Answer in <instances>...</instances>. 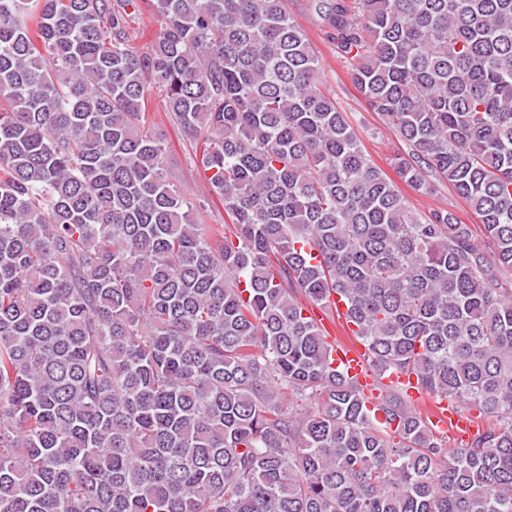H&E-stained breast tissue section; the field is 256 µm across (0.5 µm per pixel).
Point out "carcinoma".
<instances>
[{
    "mask_svg": "<svg viewBox=\"0 0 512 512\" xmlns=\"http://www.w3.org/2000/svg\"><path fill=\"white\" fill-rule=\"evenodd\" d=\"M323 21L395 180L288 0H0V512H512V0ZM153 88L227 223L168 171ZM398 180L451 186L492 255ZM334 294L373 370L477 412L467 444L396 388L367 407L297 302ZM312 0H288L290 13L314 45L321 66L323 89L336 98L341 110L348 112L362 143L376 164L392 179H397L389 162L406 151L399 136L385 127L374 112L367 110L351 82L350 65L336 56L316 4ZM133 27L135 28L133 45L139 51L149 50L160 29L158 19L148 13H144Z\"/></svg>",
    "mask_w": 512,
    "mask_h": 512,
    "instance_id": "obj_1",
    "label": "carcinoma"
}]
</instances>
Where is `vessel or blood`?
<instances>
[{
  "label": "vessel or blood",
  "instance_id": "b4317fda",
  "mask_svg": "<svg viewBox=\"0 0 512 512\" xmlns=\"http://www.w3.org/2000/svg\"><path fill=\"white\" fill-rule=\"evenodd\" d=\"M331 358L334 366L342 368L350 378H353L366 396H378L377 386L384 383L402 390L411 400L416 401L421 397L415 376L393 372L380 379L373 375L368 368L363 346L349 343L334 344ZM429 410L433 424L447 431L449 436L465 437L476 428L471 418L449 409L447 401L431 403Z\"/></svg>",
  "mask_w": 512,
  "mask_h": 512
}]
</instances>
